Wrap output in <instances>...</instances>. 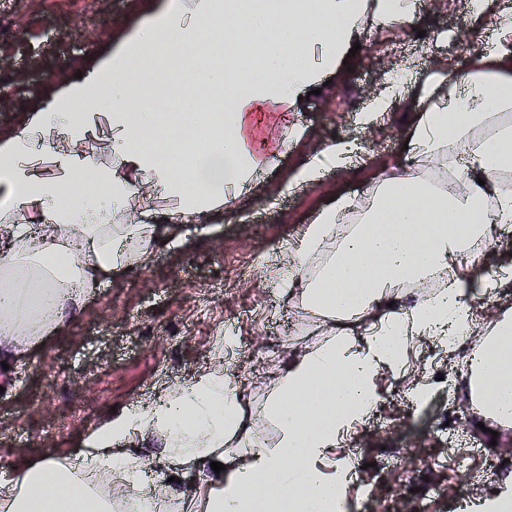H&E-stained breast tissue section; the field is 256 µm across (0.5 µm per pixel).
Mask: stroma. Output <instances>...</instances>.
Wrapping results in <instances>:
<instances>
[{
	"label": "stroma",
	"instance_id": "1",
	"mask_svg": "<svg viewBox=\"0 0 512 512\" xmlns=\"http://www.w3.org/2000/svg\"><path fill=\"white\" fill-rule=\"evenodd\" d=\"M162 2L0 0V96L6 100L0 135L25 123L31 108L45 103L49 86L89 74L96 57ZM462 2L421 0L411 22L381 29L364 20L358 52L320 94L294 112H258L266 149L287 147L281 164L229 200L217 219H189L184 244L173 242L177 226L162 224L160 246L132 268L105 274L103 287L83 298L75 318L46 330L18 362L0 368V474L22 475L43 457L72 462L84 440L116 415L197 383L215 367L212 351L228 323L232 344L244 352L238 361L244 428L225 442L224 454L240 457L256 442L276 446L278 430L265 407L277 380L287 361L322 348L334 330L300 293L273 279L263 259L295 242L331 197L352 194L366 204L377 174L397 172L421 109L415 87H406L373 125L355 121L393 68L414 58L417 82L435 65L491 71L485 46L494 36L492 17L512 13V0H488L486 14L477 18ZM295 123L305 133L292 141L288 128ZM333 140L357 144L362 162L286 189L290 174ZM468 354L467 343L450 350L417 336L403 365L377 376L374 417L342 448L357 470L347 490L352 512H448L449 502L512 482L505 452L512 427L495 428L473 413L467 425L454 421L457 404L470 399ZM418 374L431 387L423 403L409 392ZM446 417L452 424L443 431ZM165 439L157 426L127 442L161 485L170 476L161 455ZM452 449L468 455L466 469L444 464ZM491 458L499 459L498 472L488 469Z\"/></svg>",
	"mask_w": 512,
	"mask_h": 512
}]
</instances>
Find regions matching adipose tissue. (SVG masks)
Segmentation results:
<instances>
[{"label": "adipose tissue", "instance_id": "ef3b65f1", "mask_svg": "<svg viewBox=\"0 0 512 512\" xmlns=\"http://www.w3.org/2000/svg\"><path fill=\"white\" fill-rule=\"evenodd\" d=\"M369 8L379 25L412 19L416 11L413 0H310L305 8L300 0H166L149 28H128L95 59L90 83H67L20 130L0 137V170L12 190L11 201L0 204V362L19 357L18 337L37 345L49 318L61 316L68 284L97 288L103 274L150 253L157 227L147 220L149 209L163 211L174 224L195 214L220 215L257 173L278 164L280 151L257 152L250 145L255 111L296 110L301 97L337 71ZM212 25L220 26L234 49L226 51L223 66L197 69L176 131L165 137L162 150L142 146L144 134L156 133L157 118L152 112L131 114L123 76L164 64L157 37L187 47ZM201 87L232 93V108L198 111ZM446 87L448 99L416 123L398 174L381 177L369 190L371 204L358 223L337 235V224L354 204L353 196L337 197L306 226L290 268L279 273L291 285L303 280L308 258L336 240L335 254L305 280L303 295L332 318L358 317L371 325L364 342L341 334L291 362L267 405L280 433L277 447L259 446L237 460L224 456L225 440L240 426V405L216 369L191 388L171 390L152 408L114 419L90 437L73 465L46 457L24 476L1 479L0 512H57L63 499L71 512H106L107 503L84 482L88 465L112 470L117 481L138 489L145 512H157L160 493L144 490V463L121 443L159 424L168 434L166 454L180 471L204 461L225 466L194 491L191 512H307L314 506L343 512L351 462L336 450L372 414L377 375L402 364L412 336L441 333L455 345L476 336L470 350L476 409L511 426L512 308L500 311L490 331L480 335L468 301L480 286L512 288L508 269L481 281L470 274L473 242H496L502 227L512 224V191L497 182L499 172L512 168V127L482 134L493 112L512 106V85L440 70L421 95ZM92 107L107 110L112 122V141L103 148L112 159L108 165L84 150ZM355 152L348 142L327 143L319 160L299 168L292 181L315 182L323 162L342 169ZM419 165L454 167L461 190H431L414 173ZM177 166L194 171V178L176 176ZM81 175L102 186L105 198L73 193ZM144 187L153 189V199L141 196ZM133 211L137 219L112 223L113 213ZM30 213L37 223H26ZM132 241L138 247L134 255L128 249ZM436 274L447 275V288L407 309L389 307L391 291ZM186 407L192 423L176 424ZM258 477L272 494L255 495Z\"/></svg>", "mask_w": 512, "mask_h": 512}]
</instances>
